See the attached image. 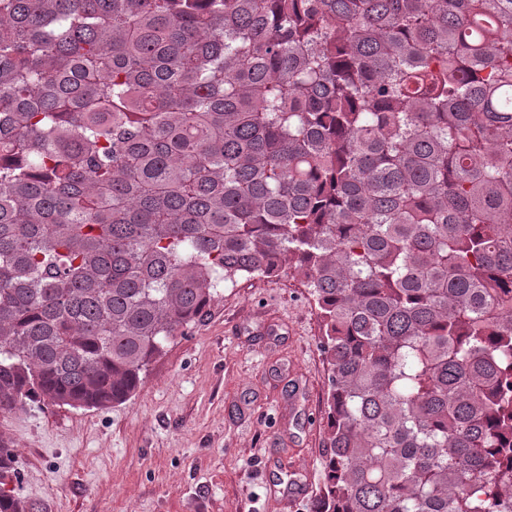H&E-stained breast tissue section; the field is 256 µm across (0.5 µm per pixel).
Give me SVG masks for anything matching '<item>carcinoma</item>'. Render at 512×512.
<instances>
[{
    "label": "carcinoma",
    "mask_w": 512,
    "mask_h": 512,
    "mask_svg": "<svg viewBox=\"0 0 512 512\" xmlns=\"http://www.w3.org/2000/svg\"><path fill=\"white\" fill-rule=\"evenodd\" d=\"M284 267L315 512H512V0H0V414L131 399Z\"/></svg>",
    "instance_id": "obj_1"
}]
</instances>
